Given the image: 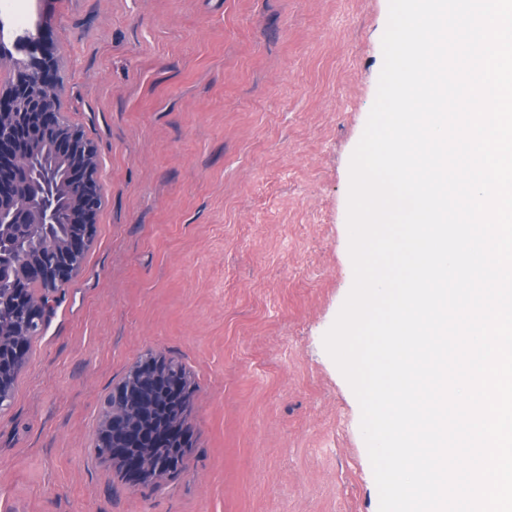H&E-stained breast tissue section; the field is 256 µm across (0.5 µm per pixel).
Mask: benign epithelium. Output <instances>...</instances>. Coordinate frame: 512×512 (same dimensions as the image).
Returning a JSON list of instances; mask_svg holds the SVG:
<instances>
[{"mask_svg":"<svg viewBox=\"0 0 512 512\" xmlns=\"http://www.w3.org/2000/svg\"><path fill=\"white\" fill-rule=\"evenodd\" d=\"M15 79L6 94L0 95V223L15 224L22 231H31L43 224L57 223V199L64 191L75 198L69 213V223L77 225L69 248L57 251L36 264V277L46 281H64L82 267L81 257L94 239L96 218L102 204L103 188L97 179V155L94 147L82 133L69 125L58 109L60 93L57 78V60L44 55L27 62L15 61ZM39 127L57 132L54 149L69 159L66 181L57 179L50 171L42 173L40 196L32 198L26 185L32 178V160L22 147L27 130ZM24 321L29 327L40 324V314L48 310L44 301L16 300ZM11 349L0 345V412L11 402L5 369L13 362ZM146 377L118 388L114 400L120 404H144L147 401ZM107 457L121 466L135 481L143 484L168 477V473L182 467L185 455H174L167 460L142 455L128 461L125 446L136 443V419H127L124 412L114 408L112 432L100 435Z\"/></svg>","mask_w":512,"mask_h":512,"instance_id":"7a95c632","label":"benign epithelium"}]
</instances>
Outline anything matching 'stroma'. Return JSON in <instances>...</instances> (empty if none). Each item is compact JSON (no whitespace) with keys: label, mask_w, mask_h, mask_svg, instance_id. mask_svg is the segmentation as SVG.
Segmentation results:
<instances>
[{"label":"stroma","mask_w":512,"mask_h":512,"mask_svg":"<svg viewBox=\"0 0 512 512\" xmlns=\"http://www.w3.org/2000/svg\"><path fill=\"white\" fill-rule=\"evenodd\" d=\"M389 0H12L105 200L0 414V512H378L323 337L353 284L349 163ZM160 352L194 387L186 468L137 487L93 442Z\"/></svg>","instance_id":"stroma-1"}]
</instances>
